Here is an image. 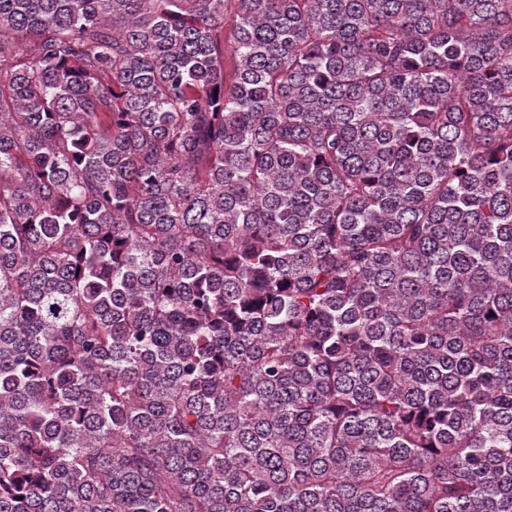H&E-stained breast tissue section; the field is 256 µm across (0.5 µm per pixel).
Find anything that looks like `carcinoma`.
<instances>
[{"label":"carcinoma","instance_id":"carcinoma-1","mask_svg":"<svg viewBox=\"0 0 512 512\" xmlns=\"http://www.w3.org/2000/svg\"><path fill=\"white\" fill-rule=\"evenodd\" d=\"M0 512H512V0H0Z\"/></svg>","mask_w":512,"mask_h":512}]
</instances>
